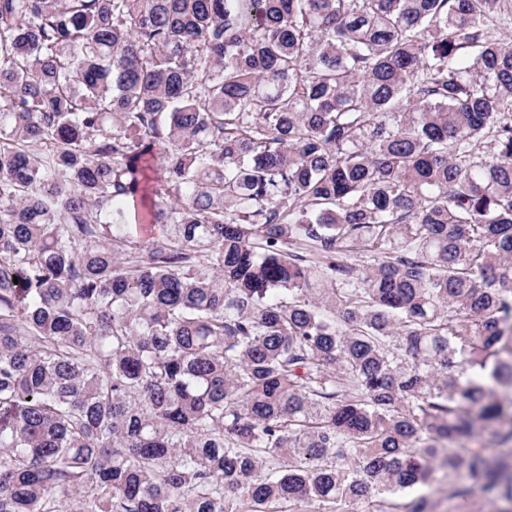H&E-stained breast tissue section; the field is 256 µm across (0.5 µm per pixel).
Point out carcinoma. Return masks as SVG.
<instances>
[{
	"label": "carcinoma",
	"mask_w": 512,
	"mask_h": 512,
	"mask_svg": "<svg viewBox=\"0 0 512 512\" xmlns=\"http://www.w3.org/2000/svg\"><path fill=\"white\" fill-rule=\"evenodd\" d=\"M511 29L0 0V512H512Z\"/></svg>",
	"instance_id": "cac0c4a2"
}]
</instances>
